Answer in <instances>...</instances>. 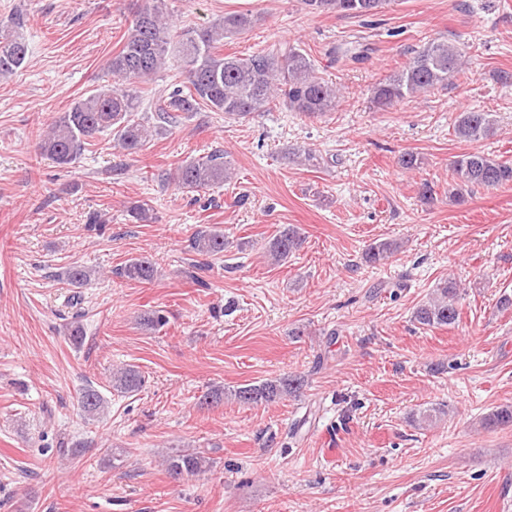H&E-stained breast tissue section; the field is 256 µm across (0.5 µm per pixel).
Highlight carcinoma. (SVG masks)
<instances>
[{
	"label": "carcinoma",
	"mask_w": 512,
	"mask_h": 512,
	"mask_svg": "<svg viewBox=\"0 0 512 512\" xmlns=\"http://www.w3.org/2000/svg\"><path fill=\"white\" fill-rule=\"evenodd\" d=\"M171 0H138L131 27L122 48L107 62V70L120 82L114 88L101 85L75 101L52 122L39 141L40 154L59 165L77 163L88 146L99 136L109 134L130 154L142 151L156 136L192 112H222L224 117L241 120L257 112L284 108L308 118H318L336 109L339 90L318 76L314 61L299 46L289 42L277 49L246 56L224 54V38L246 33L257 19L249 13H227L199 29L177 31L168 8ZM312 14H338L372 17L391 0H301ZM25 23L14 18L0 26V77L14 74L25 62L28 52ZM175 63L183 81L163 88L151 87L156 75ZM467 60L462 48L446 38H435L413 51L407 62L371 89L373 102L388 107L414 100L419 94L453 84L464 72ZM149 116H139L143 105ZM454 135L471 144H479L495 134L490 112L465 111L455 118ZM457 183L455 195L475 188H496L512 183V165L490 158L479 149L456 157L452 163ZM233 178L231 163L224 150L215 148L201 158L183 161L174 172L162 175V181L187 192L220 186ZM130 216L138 223L152 221V208L141 201L130 206ZM303 243L301 229L283 225L277 234L262 244L265 256L274 264L287 262ZM229 241L224 231L206 228L190 239L189 251L202 257L224 253ZM399 249L390 240L373 242L365 251V261L382 264ZM123 278L150 283L158 275L155 264L146 256L128 260L117 270ZM95 272L72 266L64 272L70 285H82ZM460 285L446 280L422 302L414 319L427 327H448L459 320L457 300ZM144 383L132 366L113 374V389L125 394L138 391ZM304 379L289 376L246 384L230 391L238 403L269 406L300 393ZM107 400L97 390L84 391L80 406L90 418L104 415ZM486 428L512 426V405H503L484 417ZM169 475L177 479L194 475L211 466L197 453L181 452L165 460Z\"/></svg>",
	"instance_id": "1"
}]
</instances>
